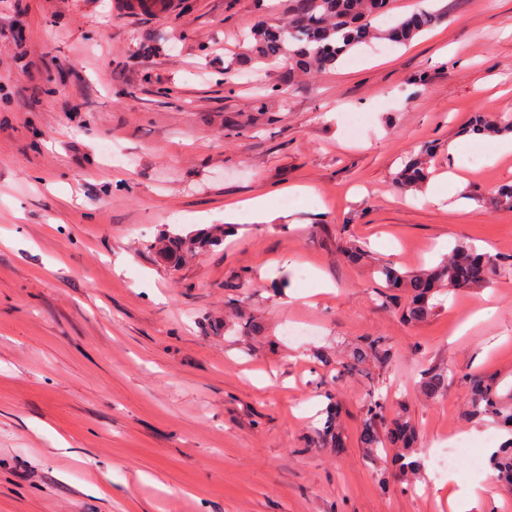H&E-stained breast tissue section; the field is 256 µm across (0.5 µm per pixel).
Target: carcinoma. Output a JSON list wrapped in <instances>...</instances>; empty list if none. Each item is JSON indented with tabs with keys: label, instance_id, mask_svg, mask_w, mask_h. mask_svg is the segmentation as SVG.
<instances>
[{
	"label": "carcinoma",
	"instance_id": "carcinoma-1",
	"mask_svg": "<svg viewBox=\"0 0 512 512\" xmlns=\"http://www.w3.org/2000/svg\"><path fill=\"white\" fill-rule=\"evenodd\" d=\"M389 5L390 0H288L286 20L265 21L253 30L255 60L267 65L287 63L303 72H320L336 64L357 45L374 37L383 35L392 42H406L439 20L438 14L423 9L396 21L381 33L371 26L370 21L386 15ZM506 129H512V116L481 119L473 126V131L482 135ZM426 178L425 162L417 157L398 173L397 182L406 188H416ZM229 233L231 230L222 224L192 231L168 230L151 241L149 247L156 250L166 247L178 264L188 265L200 254L223 246ZM375 271L384 280L383 288L377 292L381 304L396 302L402 291L407 296L406 318L422 322L433 313L436 297L443 286L452 289L481 288L499 276L511 275L512 258L478 253L459 244L447 260L434 267L419 266L405 272L377 267ZM386 352L385 338H365L348 358L336 361V375L330 381L355 373L360 366L380 360ZM454 379L468 388L471 416L490 418L499 429L512 435V388L503 395L494 379L451 371L441 364L424 370L419 385L426 394L435 397L448 389V381ZM362 412L364 429L361 442L367 455L375 458L380 452H392V464L398 469L406 487H412L419 477L420 465L408 453L413 441L410 427L396 420L386 422L384 400L375 388L368 393ZM318 434L341 443L336 407L331 406L326 411V417L319 422ZM490 464L501 481L512 485V438L492 455Z\"/></svg>",
	"mask_w": 512,
	"mask_h": 512
}]
</instances>
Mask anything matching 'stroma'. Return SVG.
Instances as JSON below:
<instances>
[{
	"instance_id": "stroma-1",
	"label": "stroma",
	"mask_w": 512,
	"mask_h": 512,
	"mask_svg": "<svg viewBox=\"0 0 512 512\" xmlns=\"http://www.w3.org/2000/svg\"><path fill=\"white\" fill-rule=\"evenodd\" d=\"M392 4L380 28L441 19L305 78L244 39L288 0H0V512H512V486L468 461L408 490L371 463L364 377L335 385L342 447L313 429L333 356L382 336L386 415L414 426L418 457L450 433L507 438L466 416L458 381L434 400L418 383L434 361L512 383V278L443 292L410 323L377 300L373 266L458 244L512 255L495 206L512 155L491 160L497 136L470 131L512 113V0ZM253 73L281 90L262 112ZM424 150L432 174L462 176L463 210L397 186ZM255 199L265 210L192 265L146 244ZM353 243L374 264L351 262Z\"/></svg>"
}]
</instances>
